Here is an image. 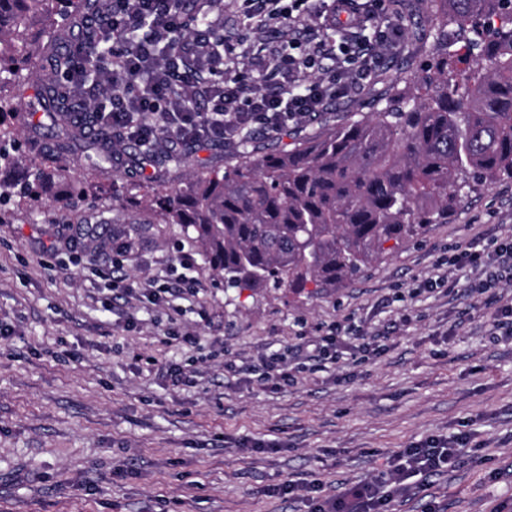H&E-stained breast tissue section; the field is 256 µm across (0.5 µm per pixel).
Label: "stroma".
<instances>
[{"mask_svg": "<svg viewBox=\"0 0 512 512\" xmlns=\"http://www.w3.org/2000/svg\"><path fill=\"white\" fill-rule=\"evenodd\" d=\"M382 20L402 33L372 80L299 128L255 135V156L379 111L405 88L438 22L424 0H399ZM49 75L30 64L9 91L12 178L31 169L32 102ZM237 159L230 142L195 147L172 169L127 155L95 175L109 197L48 199L0 220V512H309L277 486L316 479L333 496L409 444L459 435L460 464L409 474L390 512L432 501L440 512H512V335L490 336L468 290L475 272L447 263L457 247L512 237V179L469 195L344 287L275 297L224 289L202 256L181 265L178 226L122 209L131 190L176 187ZM106 210L121 220L114 248L97 253L84 246L86 221ZM126 241L134 250L118 258ZM117 261L134 287L121 297L95 279ZM168 267L198 290L152 303L139 288ZM331 325L380 348L339 349L335 364L303 358L293 381H264L269 355H294Z\"/></svg>", "mask_w": 512, "mask_h": 512, "instance_id": "35a3bbf8", "label": "stroma"}]
</instances>
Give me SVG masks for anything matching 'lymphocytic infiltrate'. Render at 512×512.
Listing matches in <instances>:
<instances>
[{"mask_svg":"<svg viewBox=\"0 0 512 512\" xmlns=\"http://www.w3.org/2000/svg\"><path fill=\"white\" fill-rule=\"evenodd\" d=\"M306 2L291 0L288 8L252 16L255 32L278 24L289 51L254 63L228 43L222 66L209 70L200 64L206 38L190 32L198 7L179 9L173 0H108L96 23L103 45L97 78L87 81L86 50L79 43L68 81L81 110L138 143L224 142L244 132L279 133L355 94L370 78L378 48L400 35L396 28L381 29L372 45L333 37L337 20L352 10L354 0H333L328 14L306 11ZM203 85L209 93L201 105L197 98ZM451 263L476 270L479 288L496 287L512 279V239L491 251L468 244L458 248ZM457 459L455 442L432 438L404 449L373 479L338 495L321 498L316 485L293 481L280 493L311 494L310 512H387L393 498L408 490L406 471L431 477Z\"/></svg>","mask_w":512,"mask_h":512,"instance_id":"lymphocytic-infiltrate-1","label":"lymphocytic infiltrate"}]
</instances>
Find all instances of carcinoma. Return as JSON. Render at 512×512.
Masks as SVG:
<instances>
[{"instance_id": "carcinoma-1", "label": "carcinoma", "mask_w": 512, "mask_h": 512, "mask_svg": "<svg viewBox=\"0 0 512 512\" xmlns=\"http://www.w3.org/2000/svg\"><path fill=\"white\" fill-rule=\"evenodd\" d=\"M73 0H0V118L12 109L5 89L44 48L32 23ZM442 18L437 49L414 76L410 93L378 112L308 136L291 150L253 157L252 135L238 143L236 164L204 172L175 189L134 193L131 213L193 234L205 262L228 288L298 294L312 284L336 288L383 258L391 240L409 241L448 218L470 183L512 179V0H428ZM468 52L448 51V21ZM50 135L33 142L30 182L0 177L3 212L38 205L66 189L94 196L92 180L69 176L77 146L89 167L112 165L126 148L178 167L189 145L161 150L130 143L109 124L84 116L72 124L77 98L58 82L41 98ZM14 133L0 121V174L15 166Z\"/></svg>"}]
</instances>
